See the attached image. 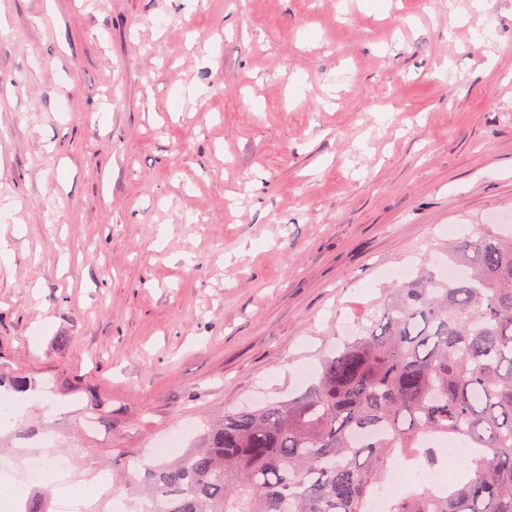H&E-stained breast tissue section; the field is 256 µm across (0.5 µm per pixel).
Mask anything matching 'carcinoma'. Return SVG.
<instances>
[{"label": "carcinoma", "instance_id": "1", "mask_svg": "<svg viewBox=\"0 0 512 512\" xmlns=\"http://www.w3.org/2000/svg\"><path fill=\"white\" fill-rule=\"evenodd\" d=\"M448 259L465 275L419 270L303 392L226 412L147 469L145 512H370L390 467L445 461L448 486H408L387 512H512V231L466 233Z\"/></svg>", "mask_w": 512, "mask_h": 512}]
</instances>
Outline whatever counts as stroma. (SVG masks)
Here are the masks:
<instances>
[{
	"label": "stroma",
	"instance_id": "obj_1",
	"mask_svg": "<svg viewBox=\"0 0 512 512\" xmlns=\"http://www.w3.org/2000/svg\"><path fill=\"white\" fill-rule=\"evenodd\" d=\"M468 2L0 0V454L145 506L512 213V0ZM72 467L70 456L60 457L48 464L38 457H29L24 465L26 484L33 489L46 484L67 482Z\"/></svg>",
	"mask_w": 512,
	"mask_h": 512
}]
</instances>
